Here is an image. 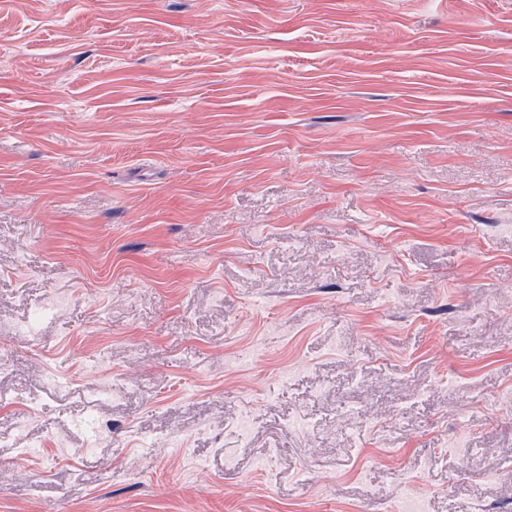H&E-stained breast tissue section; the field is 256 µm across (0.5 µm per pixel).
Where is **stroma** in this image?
Returning a JSON list of instances; mask_svg holds the SVG:
<instances>
[{"label": "stroma", "mask_w": 512, "mask_h": 512, "mask_svg": "<svg viewBox=\"0 0 512 512\" xmlns=\"http://www.w3.org/2000/svg\"><path fill=\"white\" fill-rule=\"evenodd\" d=\"M0 340V512H512V0H0Z\"/></svg>", "instance_id": "stroma-1"}]
</instances>
